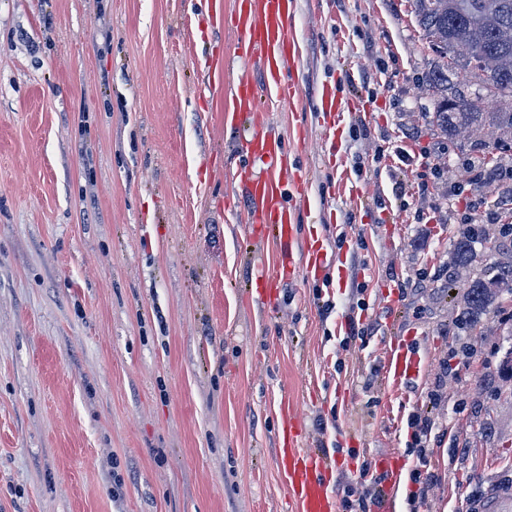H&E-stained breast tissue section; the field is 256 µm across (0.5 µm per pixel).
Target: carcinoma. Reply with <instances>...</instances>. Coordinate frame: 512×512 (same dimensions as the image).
Wrapping results in <instances>:
<instances>
[{"label":"carcinoma","instance_id":"obj_1","mask_svg":"<svg viewBox=\"0 0 512 512\" xmlns=\"http://www.w3.org/2000/svg\"><path fill=\"white\" fill-rule=\"evenodd\" d=\"M411 14L432 49L446 66L432 73L428 91L435 101L433 123L452 139L486 145L512 144V106L480 112L451 86L448 69L464 67L496 99H512V0H409ZM457 264L468 267L477 260L472 236L454 243ZM512 297V255L483 278L462 284L457 293L456 321L463 328L476 327L481 318Z\"/></svg>","mask_w":512,"mask_h":512}]
</instances>
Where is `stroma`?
<instances>
[{
    "label": "stroma",
    "instance_id": "35a3bbf8",
    "mask_svg": "<svg viewBox=\"0 0 512 512\" xmlns=\"http://www.w3.org/2000/svg\"><path fill=\"white\" fill-rule=\"evenodd\" d=\"M207 2L0 0V512H293L283 405L308 448L335 419L355 478L407 458L443 362L439 481L419 512H480L512 488V385L496 376L512 316L456 324L449 283L496 255L478 237L462 269L451 246L465 225L512 224V151L437 134L425 85L442 60L408 0H296L302 102L262 93L260 121L304 180L298 244L318 235L331 261L265 302L256 276L281 247L247 222L226 118L239 36L208 26ZM216 49L220 90L200 69ZM351 316L375 330L344 349ZM397 340L428 371L394 391Z\"/></svg>",
    "mask_w": 512,
    "mask_h": 512
}]
</instances>
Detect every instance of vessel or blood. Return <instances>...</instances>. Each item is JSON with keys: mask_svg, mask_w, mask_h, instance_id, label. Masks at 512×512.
Wrapping results in <instances>:
<instances>
[{"mask_svg": "<svg viewBox=\"0 0 512 512\" xmlns=\"http://www.w3.org/2000/svg\"><path fill=\"white\" fill-rule=\"evenodd\" d=\"M294 0H235L232 11H225L224 0H211L209 22L214 26L231 24L240 37L237 56L241 73L232 96V123L241 130L238 148L250 162L240 172L239 181L250 202L249 222L255 232L266 226L277 228L283 258L276 276L260 274V287L271 288L296 272L320 277L328 265L321 245H306L296 253V212L294 200L302 196L298 178L285 166L287 144L279 136L261 128L256 119L260 110L253 71H260L265 87L275 91L280 102L292 105L301 99V89L292 72L299 57L291 33ZM426 370L418 350L399 344L388 350L384 379L390 388H400L419 380ZM303 428L293 416H285L278 434V464L288 480L295 512H339V499L331 474L339 462L326 452L302 447ZM387 481L377 499L379 512H393L395 490L401 472L394 462L382 465Z\"/></svg>", "mask_w": 512, "mask_h": 512, "instance_id": "vessel-or-blood-1", "label": "vessel or blood"}]
</instances>
